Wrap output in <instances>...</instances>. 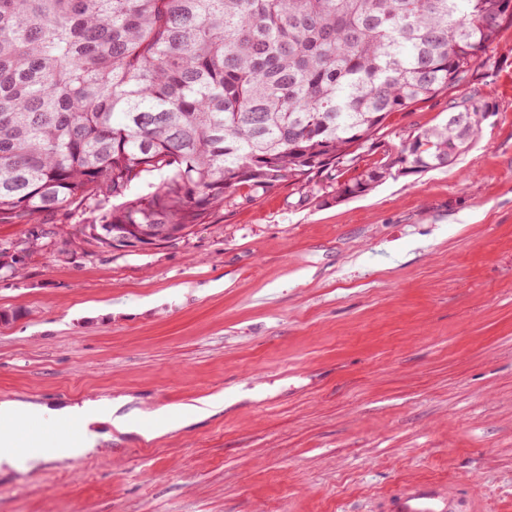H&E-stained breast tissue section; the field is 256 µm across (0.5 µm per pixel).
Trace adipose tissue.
Here are the masks:
<instances>
[{
	"label": "adipose tissue",
	"mask_w": 512,
	"mask_h": 512,
	"mask_svg": "<svg viewBox=\"0 0 512 512\" xmlns=\"http://www.w3.org/2000/svg\"><path fill=\"white\" fill-rule=\"evenodd\" d=\"M129 399L119 395L96 401L84 402L82 406H58L25 402L15 399L0 400V421L26 420L33 423L54 422L62 434L44 443L41 451L32 453L22 449L0 456V464L20 470H30L39 460L66 462L90 455L101 439L100 427L115 426L124 432H133L153 439L164 433L182 428L191 422L214 415L224 408L223 395L209 397L201 405H188L181 410L164 407L156 411V427L146 429L141 425L139 411L128 409ZM77 427V436H68L70 427Z\"/></svg>",
	"instance_id": "1"
}]
</instances>
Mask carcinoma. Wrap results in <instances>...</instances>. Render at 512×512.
Wrapping results in <instances>:
<instances>
[{
    "label": "carcinoma",
    "mask_w": 512,
    "mask_h": 512,
    "mask_svg": "<svg viewBox=\"0 0 512 512\" xmlns=\"http://www.w3.org/2000/svg\"><path fill=\"white\" fill-rule=\"evenodd\" d=\"M509 25L512 0H0V222L111 198L90 238L143 251L241 188L361 196L444 168L489 104L389 119L490 64Z\"/></svg>",
    "instance_id": "1"
}]
</instances>
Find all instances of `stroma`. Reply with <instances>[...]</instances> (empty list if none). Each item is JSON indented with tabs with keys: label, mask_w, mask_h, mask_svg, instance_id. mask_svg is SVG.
Instances as JSON below:
<instances>
[{
	"label": "stroma",
	"mask_w": 512,
	"mask_h": 512,
	"mask_svg": "<svg viewBox=\"0 0 512 512\" xmlns=\"http://www.w3.org/2000/svg\"><path fill=\"white\" fill-rule=\"evenodd\" d=\"M492 67L394 113L492 105L448 167L344 201L239 189L188 237L115 251L94 213L0 223V399L153 412L221 393L157 437L0 468V512H386L413 482L512 512V26Z\"/></svg>",
	"instance_id": "1"
}]
</instances>
